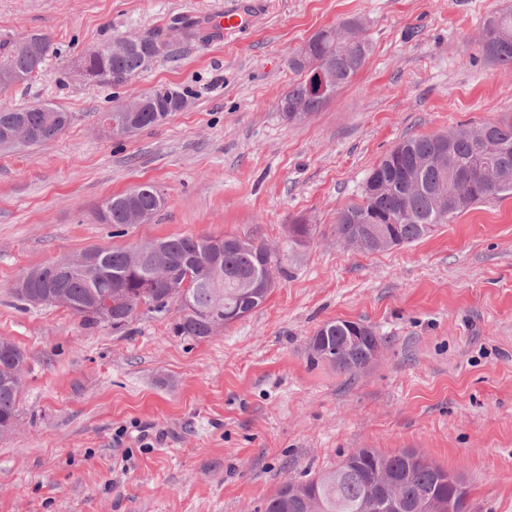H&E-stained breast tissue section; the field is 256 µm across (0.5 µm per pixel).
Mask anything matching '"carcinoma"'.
I'll list each match as a JSON object with an SVG mask.
<instances>
[{
  "mask_svg": "<svg viewBox=\"0 0 512 512\" xmlns=\"http://www.w3.org/2000/svg\"><path fill=\"white\" fill-rule=\"evenodd\" d=\"M161 35H147L128 42L112 57L94 63L91 70L107 74L105 87L121 86L123 79L138 77L152 63L153 43ZM485 58L498 65H512V11L487 19L482 33ZM20 42L0 35V69L33 82L43 76L44 65L54 53L48 35L35 34ZM312 53L305 60L288 59V67L299 75L280 99L279 106L289 122H300L319 111L330 99L320 95L311 75L315 69H330L335 90L347 86L371 52V44L356 19L334 30L322 29L311 37ZM72 115L49 106L0 107V132L22 125L30 132L23 148L43 147L56 140L70 125ZM168 121L160 103L150 102L134 114V131L157 127ZM360 201L336 215V235L355 245L359 225L377 216L396 225L399 245L405 246L430 235L473 205L490 197L512 194V120L476 126H460L448 133L409 137L400 141L369 171ZM165 198L154 185L141 186L136 206L157 214ZM99 209L108 213L107 223H130V201L126 193L108 197ZM155 251L135 262L130 248H98L101 265L76 266L53 278V288L33 277L25 288L12 286L13 295L27 306L39 307L37 298L51 291L62 296V307L88 324L109 322L114 326L130 320L141 306L166 313L177 305L172 331L202 341L212 336L216 324L226 325L249 315L267 299L259 288L246 283L265 273L272 261L270 250L261 242L233 236L165 237L146 241ZM165 265L172 281L184 285L178 290L161 280L146 290L141 281L156 263ZM329 334V350H310L313 364L328 361L344 374L353 373L350 363L336 357V346L347 333V322L331 320L321 325L310 339ZM27 356L14 342L0 338V437L14 432ZM393 472L405 502L415 503L431 492L440 500L448 498V471L427 462L414 451L384 455L361 448L349 462L305 480L289 479L270 496L264 512H367L365 505L381 498L383 488L376 482L378 470Z\"/></svg>",
  "mask_w": 512,
  "mask_h": 512,
  "instance_id": "obj_1",
  "label": "carcinoma"
}]
</instances>
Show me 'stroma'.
I'll return each mask as SVG.
<instances>
[{
	"mask_svg": "<svg viewBox=\"0 0 512 512\" xmlns=\"http://www.w3.org/2000/svg\"><path fill=\"white\" fill-rule=\"evenodd\" d=\"M241 2L0 0V34L55 47L0 106L73 115L50 146L0 152V338L27 355L17 427L0 439V512H264L283 481L360 448L416 451L465 480L469 512H512V195L384 252L336 235L403 137L512 118V66L480 50L484 20L512 0H262L246 33L224 34L218 15ZM178 16L206 41L172 34L131 88L70 78L81 53ZM352 18L372 44L365 65L309 119L284 120L290 54ZM159 86L188 108L128 137L102 130L104 112ZM148 182L166 197L153 219L100 221L105 198ZM177 235L264 243L266 301L196 341L143 307L88 326L12 294L30 268L87 247ZM336 319L385 339L350 376L308 359Z\"/></svg>",
	"mask_w": 512,
	"mask_h": 512,
	"instance_id": "stroma-1",
	"label": "stroma"
}]
</instances>
